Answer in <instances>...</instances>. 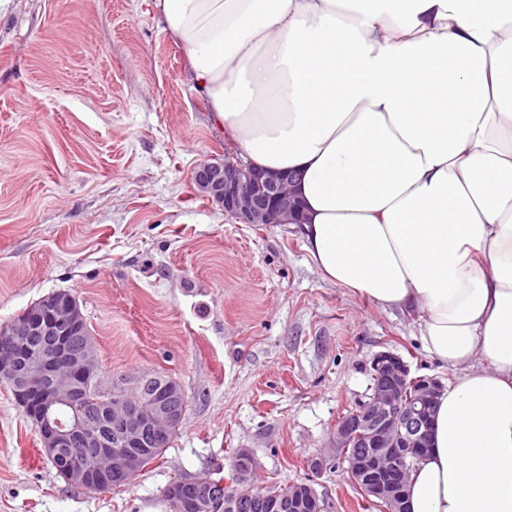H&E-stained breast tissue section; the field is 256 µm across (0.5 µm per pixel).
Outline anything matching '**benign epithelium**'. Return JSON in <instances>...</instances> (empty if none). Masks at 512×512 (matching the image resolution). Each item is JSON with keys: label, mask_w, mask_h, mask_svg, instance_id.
Returning <instances> with one entry per match:
<instances>
[{"label": "benign epithelium", "mask_w": 512, "mask_h": 512, "mask_svg": "<svg viewBox=\"0 0 512 512\" xmlns=\"http://www.w3.org/2000/svg\"><path fill=\"white\" fill-rule=\"evenodd\" d=\"M198 193L244 224H299L302 205L294 194L298 175L272 174L233 161L204 162L192 174ZM372 367L381 378L368 387L366 399L342 418L329 439L330 454L316 459V471L333 463L345 466L351 484L366 497L385 505V512H408V454L420 455L428 436L440 379L410 374L404 359L390 351L377 354ZM100 372L95 344L85 330L76 298L49 294L40 309L0 328V382L13 388L17 405L33 421L42 452L56 460L58 450L71 449L66 459L69 484L101 489L99 460L108 471L127 475L135 467L137 448H158L183 419L184 407L171 394L157 398L154 413L144 415L140 401L129 396L106 400L109 414L97 418L83 412L87 385ZM350 448L363 452L348 454ZM196 488L201 506L211 505L213 488L196 477L180 480ZM225 498L241 504L252 492L248 472L238 468L223 483ZM268 512H323L315 489L295 482L288 496H267Z\"/></svg>", "instance_id": "7a95c632"}]
</instances>
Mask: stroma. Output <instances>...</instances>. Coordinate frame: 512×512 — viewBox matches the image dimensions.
Here are the masks:
<instances>
[{
	"label": "stroma",
	"instance_id": "35a3bbf8",
	"mask_svg": "<svg viewBox=\"0 0 512 512\" xmlns=\"http://www.w3.org/2000/svg\"><path fill=\"white\" fill-rule=\"evenodd\" d=\"M148 0H12L0 14V326L55 290L78 301L106 383L162 374L187 408L119 492L66 483L0 385V512H167L164 488L247 450L268 484L374 512L342 468L313 472L364 400L373 358L451 383L416 313L323 280L296 224H244L193 170L237 160Z\"/></svg>",
	"mask_w": 512,
	"mask_h": 512
}]
</instances>
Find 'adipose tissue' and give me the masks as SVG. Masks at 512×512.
I'll list each match as a JSON object with an SVG mask.
<instances>
[{
  "instance_id": "adipose-tissue-1",
  "label": "adipose tissue",
  "mask_w": 512,
  "mask_h": 512,
  "mask_svg": "<svg viewBox=\"0 0 512 512\" xmlns=\"http://www.w3.org/2000/svg\"><path fill=\"white\" fill-rule=\"evenodd\" d=\"M323 278L458 372L409 512H512V0H152Z\"/></svg>"
}]
</instances>
